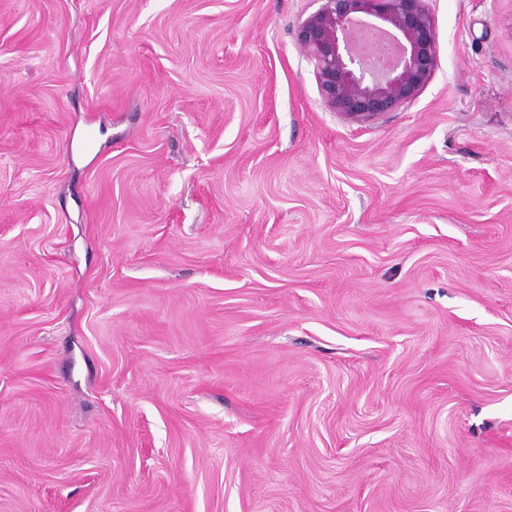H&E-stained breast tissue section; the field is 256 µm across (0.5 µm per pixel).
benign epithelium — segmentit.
I'll list each match as a JSON object with an SVG mask.
<instances>
[{
    "mask_svg": "<svg viewBox=\"0 0 512 512\" xmlns=\"http://www.w3.org/2000/svg\"><path fill=\"white\" fill-rule=\"evenodd\" d=\"M319 7L298 27L314 63L325 107L347 120L370 123L410 102L437 66L438 41L430 0H315ZM388 35L392 65L369 69L355 48L358 28Z\"/></svg>",
    "mask_w": 512,
    "mask_h": 512,
    "instance_id": "1",
    "label": "benign epithelium"
}]
</instances>
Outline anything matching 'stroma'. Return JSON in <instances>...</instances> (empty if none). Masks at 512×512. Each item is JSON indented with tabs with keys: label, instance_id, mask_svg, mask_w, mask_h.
<instances>
[{
	"label": "stroma",
	"instance_id": "35a3bbf8",
	"mask_svg": "<svg viewBox=\"0 0 512 512\" xmlns=\"http://www.w3.org/2000/svg\"><path fill=\"white\" fill-rule=\"evenodd\" d=\"M315 0H0V512H512V0L329 111Z\"/></svg>",
	"mask_w": 512,
	"mask_h": 512
}]
</instances>
